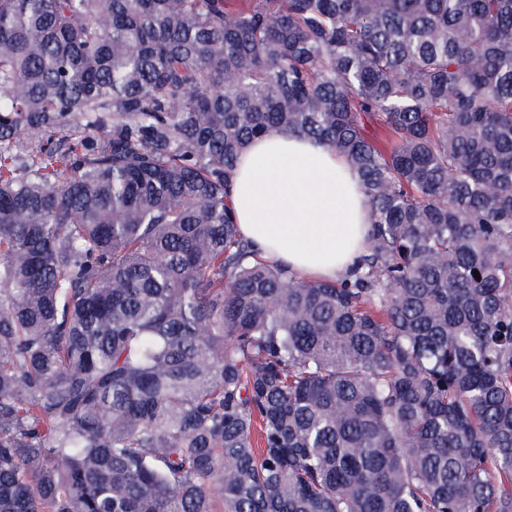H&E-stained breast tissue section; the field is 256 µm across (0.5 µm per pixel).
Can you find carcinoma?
I'll use <instances>...</instances> for the list:
<instances>
[{"label": "carcinoma", "instance_id": "cac0c4a2", "mask_svg": "<svg viewBox=\"0 0 512 512\" xmlns=\"http://www.w3.org/2000/svg\"><path fill=\"white\" fill-rule=\"evenodd\" d=\"M273 129L345 278L239 234ZM0 512H512V0H0ZM232 200L240 233L301 280H336L367 245L369 202L326 146L271 131L239 155Z\"/></svg>", "mask_w": 512, "mask_h": 512}]
</instances>
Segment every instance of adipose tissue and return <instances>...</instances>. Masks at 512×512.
I'll list each match as a JSON object with an SVG mask.
<instances>
[{
	"instance_id": "obj_1",
	"label": "adipose tissue",
	"mask_w": 512,
	"mask_h": 512,
	"mask_svg": "<svg viewBox=\"0 0 512 512\" xmlns=\"http://www.w3.org/2000/svg\"><path fill=\"white\" fill-rule=\"evenodd\" d=\"M232 200L240 233L298 279H338L367 245L358 178L314 140L283 131L253 140L238 158Z\"/></svg>"
}]
</instances>
